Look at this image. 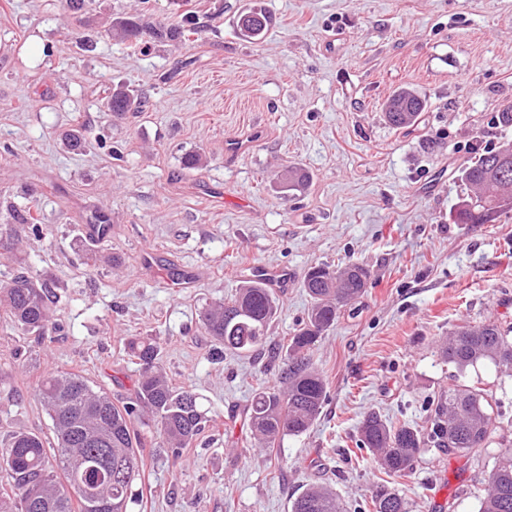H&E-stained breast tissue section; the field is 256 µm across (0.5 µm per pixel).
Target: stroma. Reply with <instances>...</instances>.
<instances>
[{"instance_id":"obj_1","label":"stroma","mask_w":512,"mask_h":512,"mask_svg":"<svg viewBox=\"0 0 512 512\" xmlns=\"http://www.w3.org/2000/svg\"><path fill=\"white\" fill-rule=\"evenodd\" d=\"M250 0H0V285L23 271L50 287L46 340L0 312V444L18 431L53 438L34 397L44 375L76 372L113 402L133 394L128 340L156 341L171 384L213 419L181 461L147 439L134 512H290L311 483L357 512L377 487L402 491L407 512H477L502 445H512V375L458 370L441 343L462 325L512 328V212L491 224L452 219L461 168L512 140L497 114L512 105V0H258L273 22L239 38ZM193 11L197 31H150ZM134 18L137 48L114 37ZM146 98L117 116L115 85ZM414 87L427 107L407 132L382 108ZM79 130L89 146L71 150ZM204 158L184 166L186 153ZM310 174L284 193L278 174ZM37 216L40 235L23 219ZM93 224L110 227L99 244ZM368 272L311 351L327 393L310 429L258 448L248 408L279 388L283 352L307 319L310 267ZM291 274L263 350L220 349L202 314L254 270ZM191 287H184V280ZM495 393L487 447L425 449L409 477L389 478L355 444L363 417L426 427L448 387Z\"/></svg>"}]
</instances>
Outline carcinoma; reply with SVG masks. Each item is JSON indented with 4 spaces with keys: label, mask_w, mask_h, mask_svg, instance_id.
Segmentation results:
<instances>
[{
    "label": "carcinoma",
    "mask_w": 512,
    "mask_h": 512,
    "mask_svg": "<svg viewBox=\"0 0 512 512\" xmlns=\"http://www.w3.org/2000/svg\"><path fill=\"white\" fill-rule=\"evenodd\" d=\"M272 18L254 4L240 15L237 27L247 40H258ZM194 30L186 16L152 30L158 40L177 41ZM112 32L137 47L142 34L130 18L117 17ZM141 101L131 91L117 87L105 103L116 115L134 112ZM426 108L411 88H400L383 106L387 123L409 131L418 126ZM512 141L478 153L465 168L467 195L455 205L458 224H487L512 211V160H501ZM310 176L291 167L280 176L283 192L302 191ZM366 272L350 264L339 269L311 268L303 288L310 298L307 321L285 348L283 387L259 389L252 398L249 426L254 441L272 448L284 436L304 434L321 412L327 384L314 366L310 351L336 324L341 308L360 297ZM0 307L24 332L47 336L50 322L48 285L26 275L16 276L0 288ZM278 306L273 289L258 276L244 281L235 296L208 309L204 325L212 338L233 352H254L267 342ZM127 350L139 365L134 398L121 406L94 389L74 372L49 374L38 384L36 397L47 410L54 438L31 433L10 435L0 449V512H128L134 502L132 485L144 465L141 429L154 426L163 451L173 460L182 458L206 427L208 419L196 395L173 387L161 363L160 351L149 339H133ZM443 357L460 371L479 363L512 370V340L493 323L462 327L442 346ZM492 396L479 387L448 388L430 406V426L390 425L370 413L360 422L359 449L373 456L386 474L407 477L414 461L427 447L468 451L487 444L493 431ZM478 512H512V449L502 452L490 470L481 493ZM374 512H406L405 499L395 488H382L372 497ZM292 512H343L336 493L318 485L307 487L292 503Z\"/></svg>",
    "instance_id": "cac0c4a2"
}]
</instances>
